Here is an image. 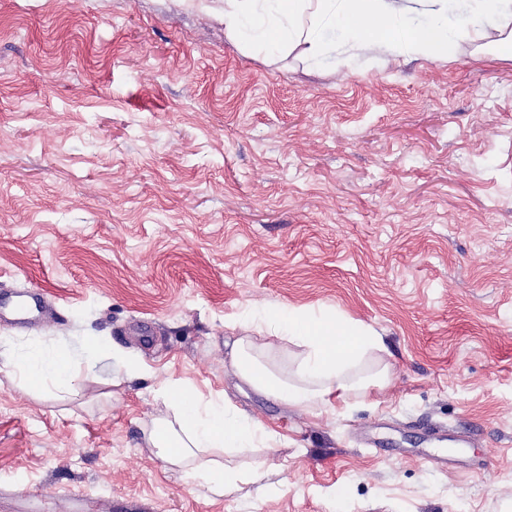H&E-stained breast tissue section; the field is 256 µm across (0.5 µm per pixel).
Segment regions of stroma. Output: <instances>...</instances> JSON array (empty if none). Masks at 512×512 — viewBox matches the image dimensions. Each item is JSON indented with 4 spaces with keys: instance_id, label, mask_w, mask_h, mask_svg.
<instances>
[{
    "instance_id": "stroma-1",
    "label": "stroma",
    "mask_w": 512,
    "mask_h": 512,
    "mask_svg": "<svg viewBox=\"0 0 512 512\" xmlns=\"http://www.w3.org/2000/svg\"><path fill=\"white\" fill-rule=\"evenodd\" d=\"M0 356L105 342L77 391L0 369V512H512V59L267 61L221 0H0ZM380 336L370 405L235 375L265 307ZM272 431L216 496L143 445L163 378ZM26 299L20 300L14 304L11 315L16 321L28 320L37 317L39 319H47V313L38 299L34 296H26Z\"/></svg>"
}]
</instances>
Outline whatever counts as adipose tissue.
<instances>
[{
  "mask_svg": "<svg viewBox=\"0 0 512 512\" xmlns=\"http://www.w3.org/2000/svg\"><path fill=\"white\" fill-rule=\"evenodd\" d=\"M224 31L244 51L272 60L294 54L313 66L329 58L339 70L366 51L444 61L463 44L507 59L512 0H224ZM255 328L256 335L234 339L232 365L244 383L288 405L344 403L390 383L389 365L376 359L379 336L342 314L270 308ZM12 367L35 390L48 382L71 389L80 374L62 349L31 352ZM159 396L166 410L145 432L155 456L218 495L245 483L226 456L267 442L269 432L171 377Z\"/></svg>",
  "mask_w": 512,
  "mask_h": 512,
  "instance_id": "ef3b65f1",
  "label": "adipose tissue"
}]
</instances>
